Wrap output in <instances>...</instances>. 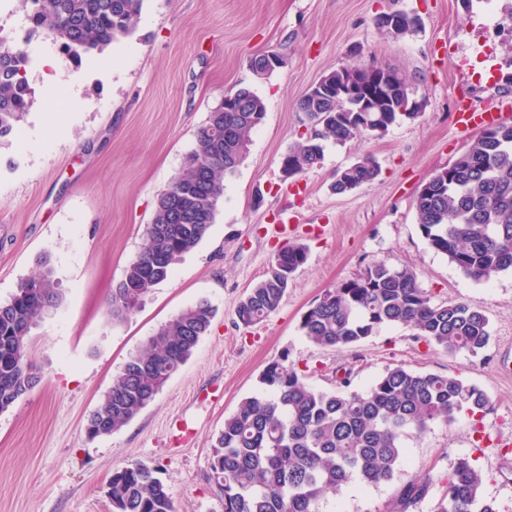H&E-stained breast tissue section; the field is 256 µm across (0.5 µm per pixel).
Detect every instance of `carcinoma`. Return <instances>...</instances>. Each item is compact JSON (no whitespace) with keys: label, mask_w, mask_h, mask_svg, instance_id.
<instances>
[{"label":"carcinoma","mask_w":512,"mask_h":512,"mask_svg":"<svg viewBox=\"0 0 512 512\" xmlns=\"http://www.w3.org/2000/svg\"><path fill=\"white\" fill-rule=\"evenodd\" d=\"M26 38L53 37L74 59L102 53L133 34L143 0H33ZM403 24L387 33L403 36L421 26L401 13ZM26 55L0 36V140L15 134L34 102L23 77ZM362 64L343 65L320 78L329 88L358 83ZM240 108L219 103L198 130L183 171L157 198L152 231L112 291L108 314L120 321L147 293L166 280L175 263L194 249L214 222L224 176L248 153L251 131L266 114L252 89L236 90ZM361 100L347 94H305L299 102L313 134L288 147V166L300 174L317 165L323 142L346 143L369 132L385 134L419 112H398L388 95L372 100L371 112H357ZM380 170L365 155L336 172L330 189L350 193L377 178ZM413 205L427 244L467 277L488 281L512 271V122L482 129L471 147L435 172L416 192ZM308 259L295 240L275 254L265 277L254 283L236 310L237 325L249 328L280 306L291 275ZM62 301L59 283L46 271L22 281L0 303V412L9 410L40 381L27 356L33 326ZM215 310L206 300L162 325L124 363L112 388L87 420L92 437L121 430L147 407L210 331ZM403 325L448 355H479L490 340L486 313L463 302H437L408 267L381 262L324 290L301 317L300 328L325 349L353 347L382 326ZM266 391L244 399L224 419L216 438L213 471L224 492V512H320L321 501L351 481L373 486L391 481L404 457L408 431L451 423L456 414L483 415L488 396L457 374L389 366L363 391H327L305 380L288 357L269 363L260 376ZM484 475L466 457L447 471L402 483L385 512H414L439 483L444 493L433 512H497L481 493ZM112 512H175L166 485L141 463L112 473Z\"/></svg>","instance_id":"cac0c4a2"}]
</instances>
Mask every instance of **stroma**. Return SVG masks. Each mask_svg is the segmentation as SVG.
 <instances>
[{"label":"stroma","instance_id":"stroma-1","mask_svg":"<svg viewBox=\"0 0 512 512\" xmlns=\"http://www.w3.org/2000/svg\"><path fill=\"white\" fill-rule=\"evenodd\" d=\"M403 10L422 28L394 36L375 18ZM26 76L35 91L20 142H0V302L50 264L61 305L32 329L28 355L40 382L0 413V512H112L107 483L142 463L167 485L176 512H224L213 443L260 376L288 358L323 390L364 389L403 364L462 374L490 400L482 420L458 414L408 434L396 480L347 484L321 512H383L399 482L475 457L483 497L512 512V272L486 282L464 276L430 248L417 224L418 187L471 145L452 122L457 92L480 109L512 98V0H144L134 34L76 61L36 36ZM283 67L257 78L256 53ZM57 79L47 86L45 57ZM361 62L398 68L420 114L382 136L325 143L320 163L283 181L281 160L306 131L300 98L322 75ZM252 88L266 115L249 153L225 178L208 235L121 321L107 313L113 288L140 251L154 201L181 172L196 133L224 94ZM372 154L381 173L334 194L337 170ZM297 217L309 247L279 308L244 329L236 309L264 277L283 240L280 210ZM407 266L435 300L482 309L491 338L478 356H449L388 326L341 350L314 346L300 320L324 289L367 265ZM208 300L209 333L155 399L120 431L89 437L86 421L131 353L182 309Z\"/></svg>","mask_w":512,"mask_h":512}]
</instances>
